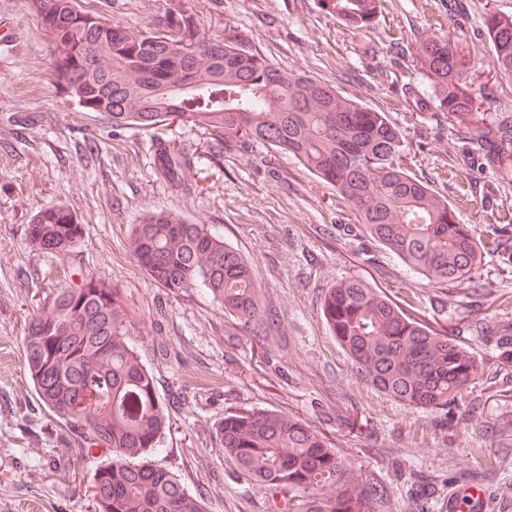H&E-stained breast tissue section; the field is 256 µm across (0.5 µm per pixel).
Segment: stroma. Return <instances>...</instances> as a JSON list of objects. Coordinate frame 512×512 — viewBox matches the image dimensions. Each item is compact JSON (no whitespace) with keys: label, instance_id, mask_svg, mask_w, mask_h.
I'll return each instance as SVG.
<instances>
[{"label":"stroma","instance_id":"35a3bbf8","mask_svg":"<svg viewBox=\"0 0 512 512\" xmlns=\"http://www.w3.org/2000/svg\"><path fill=\"white\" fill-rule=\"evenodd\" d=\"M387 0L373 27L358 36L319 7V0H181L209 36L239 33L277 67L328 80L350 98L386 112L405 139L411 171L448 200L477 234L512 223V182L470 164L461 132L443 112H420L413 96L431 94L393 39L412 44L462 27L475 50L477 86L487 112H512V81L489 64L483 25L489 13L512 15V0ZM169 0H82L134 33L160 19ZM49 45L27 0H0V114L34 113L33 126L0 123V512H92L97 461L83 457L75 434L55 421L24 371L22 339L40 300L66 282L94 275L122 288L139 317L134 342L153 371L171 419L154 461L201 495L206 512H264L263 493L225 461L217 429L228 408L286 410L330 437L355 464L375 470L389 493L386 512H408L415 473L436 492L430 512H448L452 478L474 477L490 496L487 512H512V399L489 397L483 380L464 394L485 437L431 412L409 413L355 378L321 316L326 288L359 276L411 297L425 320L460 327L474 311L512 322V273L486 258L477 280L484 295L454 293L436 309L437 291L401 259L363 234L353 209L296 159L263 145L207 152L198 131L171 127L168 137L194 153L172 188L153 164V131L113 127L84 112L49 82ZM66 206L83 226L73 252L30 250L26 230L43 206ZM168 210L212 225L253 267L277 320L257 346L251 325H229L203 292L174 294L156 284L129 248L133 224Z\"/></svg>","mask_w":512,"mask_h":512}]
</instances>
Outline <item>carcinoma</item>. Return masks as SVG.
I'll list each match as a JSON object with an SVG mask.
<instances>
[{"mask_svg": "<svg viewBox=\"0 0 512 512\" xmlns=\"http://www.w3.org/2000/svg\"><path fill=\"white\" fill-rule=\"evenodd\" d=\"M385 0H320L321 8L359 34L373 26ZM50 48L49 80L85 112L112 126L157 132L155 167L178 189L194 158L163 136L175 125L206 135L220 150L260 143L294 157L334 187L363 231L436 288L470 289L484 254L512 267L504 224L480 239L457 207L412 175L404 138L387 115L344 97L336 85L288 73L247 49L233 31L208 36L172 0L164 19L139 34L85 11L79 0H27ZM496 73L512 80V15L484 20ZM416 66L430 104L465 133L466 151L512 179V115L483 109L474 60L444 32L417 48ZM83 225L60 205L40 209L28 225L33 251L68 254ZM130 250L158 285L174 293L203 290L225 321L261 327L267 316L252 267L224 236L179 214L153 211L134 225ZM322 316L355 377L410 412L467 420L468 387L483 366L460 336L412 315L397 299L360 278L324 294ZM135 312L122 289L103 278L67 283L31 316L23 337L26 373L56 420L82 437V451L102 447L94 512H205L201 496L151 460L169 428L152 372L131 342ZM494 347L512 360V326L494 331ZM224 458L263 491L266 512H382L384 486L342 456L325 434L286 411L236 408L217 430Z\"/></svg>", "mask_w": 512, "mask_h": 512, "instance_id": "obj_1", "label": "carcinoma"}]
</instances>
